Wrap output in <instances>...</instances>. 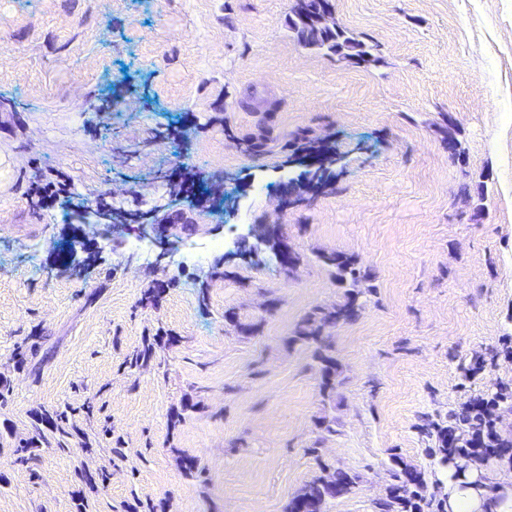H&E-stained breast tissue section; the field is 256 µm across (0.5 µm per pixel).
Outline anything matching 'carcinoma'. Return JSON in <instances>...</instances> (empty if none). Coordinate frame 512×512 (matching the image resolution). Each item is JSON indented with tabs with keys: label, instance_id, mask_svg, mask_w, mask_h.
Returning a JSON list of instances; mask_svg holds the SVG:
<instances>
[{
	"label": "carcinoma",
	"instance_id": "obj_1",
	"mask_svg": "<svg viewBox=\"0 0 512 512\" xmlns=\"http://www.w3.org/2000/svg\"><path fill=\"white\" fill-rule=\"evenodd\" d=\"M322 0H298L291 19V29L297 40L304 45L336 55L345 60L359 62H377L379 58L373 53V47L350 35L336 24L320 26L316 15L321 9ZM270 137L266 133L250 135L242 139L244 152L250 155L265 151ZM297 153L314 156L320 161L327 160L332 154L326 144L306 141L297 148ZM319 261L333 267L338 279L351 288L346 300L327 309H320L309 314L300 324L295 339L318 344L317 358L322 365L323 382L321 392L328 396L335 390L336 359L333 346L329 340L328 330L341 322L351 321L358 316L361 305L358 304V292L355 288L370 280L371 274L357 266V261L343 253L330 252L319 255ZM336 487L327 488L318 476L307 481L284 506L283 512H323L330 499L348 494L358 484V476L347 470L335 472ZM423 486L421 473L405 469L397 476L386 497L379 502V512H420V489Z\"/></svg>",
	"mask_w": 512,
	"mask_h": 512
}]
</instances>
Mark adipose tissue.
Masks as SVG:
<instances>
[{
    "label": "adipose tissue",
    "instance_id": "1",
    "mask_svg": "<svg viewBox=\"0 0 512 512\" xmlns=\"http://www.w3.org/2000/svg\"><path fill=\"white\" fill-rule=\"evenodd\" d=\"M444 512H512V468L501 467L493 475L479 468L449 472Z\"/></svg>",
    "mask_w": 512,
    "mask_h": 512
}]
</instances>
